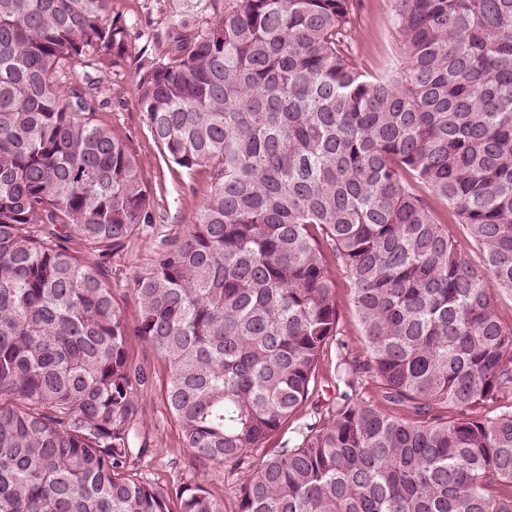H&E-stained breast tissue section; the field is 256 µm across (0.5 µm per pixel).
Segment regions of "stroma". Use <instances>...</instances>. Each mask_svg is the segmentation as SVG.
I'll list each match as a JSON object with an SVG mask.
<instances>
[{
    "label": "stroma",
    "instance_id": "stroma-1",
    "mask_svg": "<svg viewBox=\"0 0 512 512\" xmlns=\"http://www.w3.org/2000/svg\"><path fill=\"white\" fill-rule=\"evenodd\" d=\"M225 0H112L111 19L125 31L122 55H103L77 65V75L95 80L99 107L97 123L111 127L141 163L144 183L151 189L158 224L145 227L110 248L103 255L88 253L83 242L72 238L66 247L86 260L108 285L127 322H135L138 306L127 283L148 267L155 252L175 235L187 232L206 198L210 183L204 169L187 171L169 166L154 142L136 100L140 64L167 58L176 33L205 29L224 9ZM356 60L367 72L378 73L398 67L401 54L391 21L390 0H357ZM130 357L141 364L148 382L140 392L141 413L137 427L140 441L149 452L130 465L135 477L161 485L205 480L207 488L221 501L224 512H235L236 497L250 466L258 464L277 442L294 441L309 414L291 417L274 439L254 449L248 463L214 466L195 461L183 445L161 387L167 376L166 362L150 347L140 343L129 348Z\"/></svg>",
    "mask_w": 512,
    "mask_h": 512
}]
</instances>
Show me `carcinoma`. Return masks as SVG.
<instances>
[{"instance_id": "obj_1", "label": "carcinoma", "mask_w": 512, "mask_h": 512, "mask_svg": "<svg viewBox=\"0 0 512 512\" xmlns=\"http://www.w3.org/2000/svg\"><path fill=\"white\" fill-rule=\"evenodd\" d=\"M111 2L0 0V512H223L199 482L129 474L148 452L134 342L168 361L184 446L213 465L298 412L336 345L331 411L236 512H512V0H392L403 66L383 75L358 69L354 0H233L140 67L154 141L210 191L132 277L133 325L60 242L102 252L157 221L73 74L122 53ZM336 302L338 304L341 321L345 328L344 339L349 342L353 352L362 353L363 338L361 336L360 326L353 311L350 302L349 287L342 276L336 278Z\"/></svg>"}]
</instances>
